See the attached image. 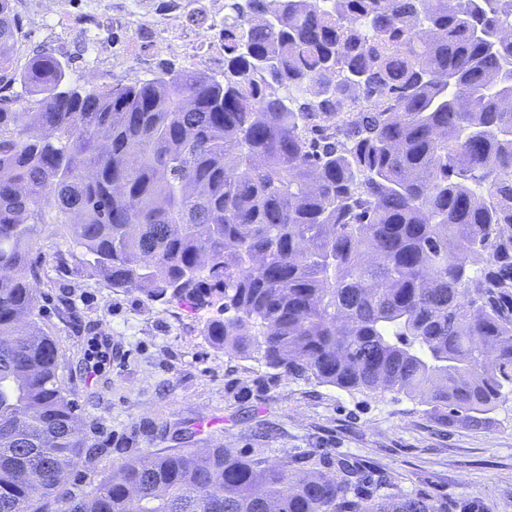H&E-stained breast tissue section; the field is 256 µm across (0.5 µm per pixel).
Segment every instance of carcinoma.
Here are the masks:
<instances>
[{
    "label": "carcinoma",
    "instance_id": "obj_1",
    "mask_svg": "<svg viewBox=\"0 0 512 512\" xmlns=\"http://www.w3.org/2000/svg\"><path fill=\"white\" fill-rule=\"evenodd\" d=\"M508 28L503 0H224V79L95 92L54 56L14 65L0 0V512H446L262 448L148 451L72 493L85 441L35 247L52 224L109 288L219 305L207 340L285 377L483 424L512 394Z\"/></svg>",
    "mask_w": 512,
    "mask_h": 512
}]
</instances>
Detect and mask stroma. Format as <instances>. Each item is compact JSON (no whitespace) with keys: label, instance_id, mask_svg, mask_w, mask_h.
<instances>
[{"label":"stroma","instance_id":"1","mask_svg":"<svg viewBox=\"0 0 512 512\" xmlns=\"http://www.w3.org/2000/svg\"><path fill=\"white\" fill-rule=\"evenodd\" d=\"M112 2L67 0L61 24L16 0L18 58L53 53L71 80L94 89L152 78L162 62L186 67L180 50L160 44L155 27L132 24ZM162 2L151 0L157 19L178 17L202 44L219 38L224 18L212 0L200 2L210 27ZM38 249L40 324L57 342L59 380L78 405L86 440L84 463L67 476L73 493L93 491L142 452L221 443L244 453L264 449L274 464L336 474L353 464L391 491L446 502L448 512H512V394L487 422L471 425L395 391L290 380L260 357L214 348L202 334L211 310L191 313L77 273L69 242L54 226L43 228ZM96 348L106 361L94 373ZM210 418L216 426L200 429Z\"/></svg>","mask_w":512,"mask_h":512}]
</instances>
